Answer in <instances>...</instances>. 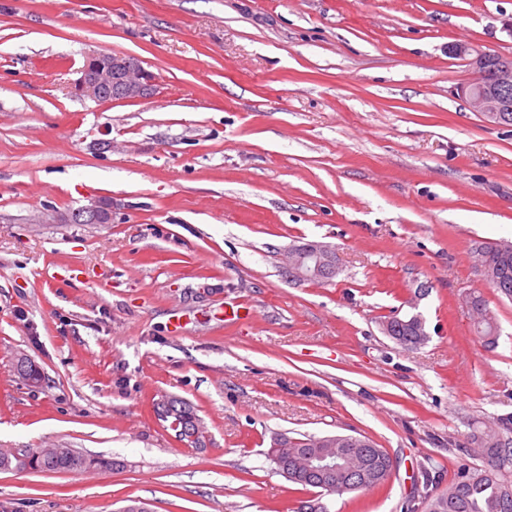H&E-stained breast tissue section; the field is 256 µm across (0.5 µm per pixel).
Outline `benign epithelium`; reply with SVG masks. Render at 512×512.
Here are the masks:
<instances>
[{"label":"benign epithelium","mask_w":512,"mask_h":512,"mask_svg":"<svg viewBox=\"0 0 512 512\" xmlns=\"http://www.w3.org/2000/svg\"><path fill=\"white\" fill-rule=\"evenodd\" d=\"M448 53L460 58L469 57L474 76L457 84L453 93L466 100L470 109L485 121L502 126L512 112V55L492 53L477 46L452 44ZM155 75L139 60L124 54L94 51L87 56L74 85L75 94L96 103L133 102L151 89ZM95 215L97 223H112V210L97 200L82 209ZM334 249L313 242L303 249L294 248L288 256L285 272L302 280H319L336 274L331 265ZM304 466L308 470L332 471L336 457L309 455Z\"/></svg>","instance_id":"1"}]
</instances>
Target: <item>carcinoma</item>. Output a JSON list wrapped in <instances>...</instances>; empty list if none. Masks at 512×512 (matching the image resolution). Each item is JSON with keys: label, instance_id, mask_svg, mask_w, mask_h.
I'll list each match as a JSON object with an SVG mask.
<instances>
[{"label": "carcinoma", "instance_id": "carcinoma-1", "mask_svg": "<svg viewBox=\"0 0 512 512\" xmlns=\"http://www.w3.org/2000/svg\"><path fill=\"white\" fill-rule=\"evenodd\" d=\"M485 274L487 284L494 291L512 300V253H493L487 258ZM471 311L476 316L477 329L488 345L498 339V327L490 315L486 300L479 292H472ZM390 325L389 337L404 349H414L424 344L428 335L424 321L417 316L386 318L382 325ZM17 374L28 385L44 381V376L27 359L18 358L15 364ZM172 407V419L184 429V440H189L195 425L201 424L194 407L179 398L168 399ZM472 445L481 448L492 463V469H462L448 484V489L438 494H425L422 504L425 512H512V489L507 477L512 473V415L497 420L494 427L474 431L469 435ZM274 443L283 448L274 452L278 470L288 468L289 480L303 489H321L329 495L341 496L348 492L375 488L383 484L389 474L384 463L373 457V462L363 465L355 448H344L341 443L327 436L290 439L280 437ZM328 451L336 453V459L346 472H357L351 486L344 478L326 473L309 472L304 466L307 455ZM112 466V462L88 457L72 448H0V471H63L81 474L95 468Z\"/></svg>", "mask_w": 512, "mask_h": 512}]
</instances>
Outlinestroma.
<instances>
[{"label": "stroma", "mask_w": 512, "mask_h": 512, "mask_svg": "<svg viewBox=\"0 0 512 512\" xmlns=\"http://www.w3.org/2000/svg\"><path fill=\"white\" fill-rule=\"evenodd\" d=\"M455 43L512 53V0H0V447L117 463L0 472V512H423L485 468L468 436L512 414V301L471 251L512 242V127L451 96ZM93 50L151 90L72 96ZM104 198L111 223H72ZM306 242L335 249L332 281L288 278ZM229 301L250 316L219 319ZM392 314L428 340L402 349ZM165 396L204 447L158 420ZM336 434L385 449L388 481L320 497L266 455ZM469 295L473 300V307L470 310L476 316L478 333L486 344L495 345L498 339V327L487 309L484 296L480 292H472ZM390 325L391 333H386V325ZM384 333L404 349H414L424 344L428 335L424 321L417 316L401 318L397 316L387 317L382 322ZM167 402L171 405L172 411L169 409L168 406L163 407L162 403L161 409H159V416L161 417V420L163 422H168L170 416L172 415L173 421H178L179 429H184V438L182 440H185L193 444V442L195 441L190 440L189 438L193 434L190 431H195V423L201 428V433H204L203 426L201 425V420L197 416L194 407L190 403L176 397L169 398ZM196 438L197 434H193V436L191 437V439Z\"/></svg>", "instance_id": "1"}]
</instances>
